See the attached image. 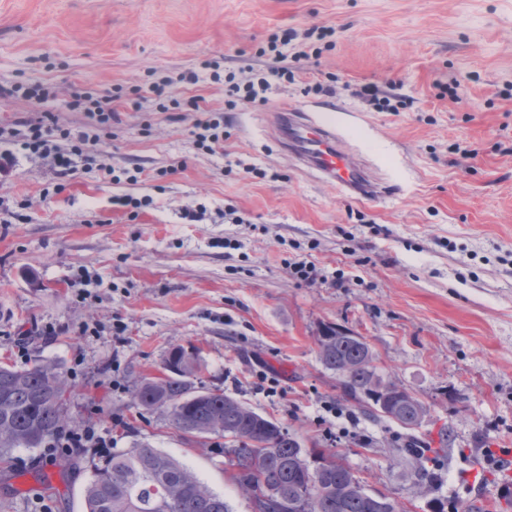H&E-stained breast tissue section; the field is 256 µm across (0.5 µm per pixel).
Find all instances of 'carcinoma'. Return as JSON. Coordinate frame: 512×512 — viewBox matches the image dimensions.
I'll return each mask as SVG.
<instances>
[{
  "label": "carcinoma",
  "instance_id": "cac0c4a2",
  "mask_svg": "<svg viewBox=\"0 0 512 512\" xmlns=\"http://www.w3.org/2000/svg\"><path fill=\"white\" fill-rule=\"evenodd\" d=\"M168 357L178 370L144 377L134 383L132 405L166 416L182 431L190 424L201 435L224 437V459L231 480L251 512H401L397 502L366 491L337 452L300 448L280 426L244 403L215 389L196 390L191 378L200 370L198 355L175 347ZM324 367L340 376L346 398L365 413L398 423L406 429L421 424L426 406L411 396L395 407L383 399V377L373 352L342 328L328 327L319 337ZM65 374L50 363L26 368L0 365V462L15 448H39L61 434L68 424ZM265 456L262 471L250 467ZM315 478L309 497H301L305 476ZM84 512H230L192 471L148 442L114 451L94 465L93 479L84 490Z\"/></svg>",
  "mask_w": 512,
  "mask_h": 512
}]
</instances>
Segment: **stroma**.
<instances>
[{
  "mask_svg": "<svg viewBox=\"0 0 512 512\" xmlns=\"http://www.w3.org/2000/svg\"><path fill=\"white\" fill-rule=\"evenodd\" d=\"M331 28L319 55L264 104L224 105V85H183L199 110L161 111L131 91L200 71L206 60L259 73L271 33ZM324 81L326 92H307ZM45 87L35 103L0 96V175L16 212L0 223V360L58 365L73 383V433L116 450L150 442L191 469L231 512H250L224 465L222 437L176 432L130 405L133 382L158 377L169 350L197 349L196 386L223 390L278 422L301 448L338 449L369 492L404 512L433 500L512 512V469L486 468V448L512 450V0H0V86ZM406 96L381 112L356 90ZM456 87L458 101L443 96ZM120 95L89 161L59 178L19 151L16 129L44 119L78 133L72 92ZM287 101L354 116L353 153L393 181L389 199L353 201L279 150L268 111ZM224 115V151L190 132L200 110ZM139 170L113 185L98 164ZM265 177L249 174V167ZM151 198L138 216L113 196ZM205 208L201 220L185 209ZM244 221L228 224L226 208ZM305 259L316 279L292 275ZM364 337L374 364L422 400L408 430L344 400L318 354L326 327ZM278 392H270V384ZM344 411L334 417L327 403ZM364 442L329 438L347 426ZM424 457L391 460L397 446ZM96 448H18L0 468V512H83ZM433 473L423 495L421 473Z\"/></svg>",
  "mask_w": 512,
  "mask_h": 512,
  "instance_id": "1",
  "label": "stroma"
}]
</instances>
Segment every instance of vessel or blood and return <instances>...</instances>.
Masks as SVG:
<instances>
[{
  "label": "vessel or blood",
  "instance_id": "vessel-or-blood-1",
  "mask_svg": "<svg viewBox=\"0 0 512 512\" xmlns=\"http://www.w3.org/2000/svg\"><path fill=\"white\" fill-rule=\"evenodd\" d=\"M279 148L315 170L325 181L350 198L377 200L389 195L391 185L380 180L364 162L349 152L329 106L314 108L281 103L273 109Z\"/></svg>",
  "mask_w": 512,
  "mask_h": 512
}]
</instances>
